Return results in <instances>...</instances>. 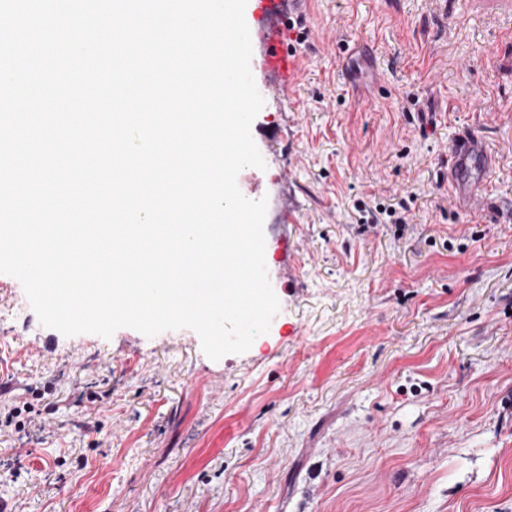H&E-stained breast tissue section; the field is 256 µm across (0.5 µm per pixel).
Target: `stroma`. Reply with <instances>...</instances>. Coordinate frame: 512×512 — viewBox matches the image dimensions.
<instances>
[{
  "label": "stroma",
  "instance_id": "stroma-1",
  "mask_svg": "<svg viewBox=\"0 0 512 512\" xmlns=\"http://www.w3.org/2000/svg\"><path fill=\"white\" fill-rule=\"evenodd\" d=\"M280 39L303 67L282 92L252 64L266 167L238 175L269 331L217 361L186 328L67 337L0 274L7 512H512V0H313ZM467 134L493 155L470 209ZM491 164L487 145L477 136L466 138L457 145L448 157V178L464 188L475 172L486 173Z\"/></svg>",
  "mask_w": 512,
  "mask_h": 512
}]
</instances>
